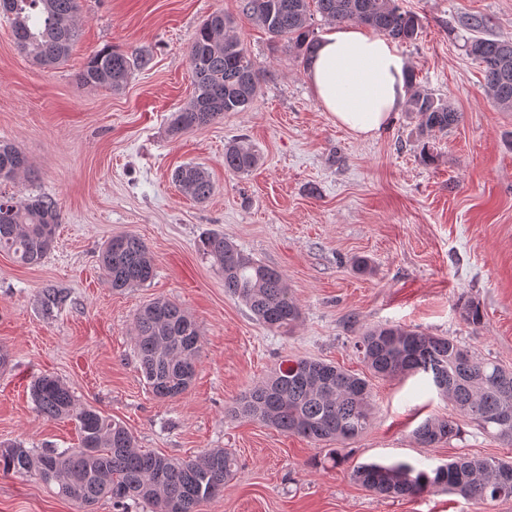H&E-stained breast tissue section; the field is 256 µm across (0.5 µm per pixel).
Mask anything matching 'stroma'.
<instances>
[{
  "label": "stroma",
  "mask_w": 512,
  "mask_h": 512,
  "mask_svg": "<svg viewBox=\"0 0 512 512\" xmlns=\"http://www.w3.org/2000/svg\"><path fill=\"white\" fill-rule=\"evenodd\" d=\"M399 4L421 21L417 40L399 47L416 86L461 115L425 141L403 109L367 139L337 125L295 53L274 45L240 0H81L80 37L67 62L49 70L19 51L0 15V141L19 146L34 170L5 191L19 202L53 195L61 214L56 246L41 264L23 266L0 252V345L11 356L0 371V444H77L74 421L34 409L29 386L47 374L121 421L140 449L179 460L231 451L237 471L201 512H512V500L477 504L444 491L384 499L351 480L352 466L366 462L433 468L464 454L512 460V445L466 421L450 442L419 444L412 436L419 423L455 414L426 375L372 379L370 425L337 466L321 446L225 414L287 359L364 372L354 349L362 325L415 327L512 367V110L486 96L465 50L475 17L486 19L488 34L512 39V0ZM216 12L234 19L271 76L251 108L172 133V113L193 93L189 42ZM105 47L145 50L151 61L121 91L80 86L88 57ZM235 141L260 156L249 173L224 168V148ZM425 145L429 165L420 159ZM185 164L209 173L215 191L206 202L173 182ZM210 231L284 274L302 309L292 331L260 325L225 291L198 248ZM124 233L147 244L155 276L118 291L98 259L104 243ZM359 256L369 273L355 271ZM47 288L64 295L61 306H43ZM158 297L178 303L202 335L195 380L173 400L149 391L131 339L135 313ZM465 301L479 305V325L463 319ZM0 512L78 508L35 479L0 474Z\"/></svg>",
  "instance_id": "stroma-1"
}]
</instances>
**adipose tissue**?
<instances>
[{
	"mask_svg": "<svg viewBox=\"0 0 512 512\" xmlns=\"http://www.w3.org/2000/svg\"><path fill=\"white\" fill-rule=\"evenodd\" d=\"M408 73L389 39L344 25L321 38L307 76L337 124L368 138L387 126L406 98Z\"/></svg>",
	"mask_w": 512,
	"mask_h": 512,
	"instance_id": "ef3b65f1",
	"label": "adipose tissue"
}]
</instances>
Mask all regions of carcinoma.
Returning <instances> with one entry per match:
<instances>
[{
    "label": "carcinoma",
    "mask_w": 512,
    "mask_h": 512,
    "mask_svg": "<svg viewBox=\"0 0 512 512\" xmlns=\"http://www.w3.org/2000/svg\"><path fill=\"white\" fill-rule=\"evenodd\" d=\"M79 0H10L16 43L35 63L56 68L69 56L80 36ZM242 13L263 27L274 43L294 47L308 63L318 44L309 29L312 12L336 24L355 23L397 42L417 39L418 18L403 10L398 0H241ZM234 21L214 14L194 32L188 51L193 96L173 113L171 130L179 133L210 125L226 112H240L256 99L261 69L241 40L229 33ZM467 51L482 67L486 95L501 109H512V41L475 36ZM145 55H128L103 48L93 53L78 74L83 87L121 91L132 70L144 67ZM420 134L446 133L459 121L449 101L425 89L408 100ZM259 156L238 141L224 150V168L238 174L252 171ZM32 174L27 155L11 144H0V184ZM172 180L191 197L203 202L214 184L201 167L186 164ZM61 224L55 197L40 193L24 202L0 192V251L29 266L40 264L53 248ZM199 248L224 277V288L237 297L260 324L270 330L290 331L301 319L295 301L277 269L244 254L219 232L208 233ZM100 268L115 289L140 287L154 276V261L137 236L124 234L108 240L100 254ZM132 341L142 377L159 399L185 394L196 374L202 347L195 321L175 302L157 298L134 317ZM354 347L375 377L397 378L424 373L453 404L457 414L485 434L503 440L500 421L512 418V370L489 359H479L466 347L445 336H431L400 324L361 329ZM38 414L46 419L70 418L78 430V446L36 451L21 443L0 450V472L35 478L56 487V494L79 508L102 499L116 512L129 503L151 512H200L203 503L224 491L233 478L237 459L222 448L205 451L196 459L177 460L137 449L132 433L99 409L80 404L69 388L51 375L36 378L30 388ZM372 392L366 377L332 363L301 358L278 368L239 398L227 411L238 419L257 420L289 435L328 445L329 459L343 461L333 444L347 445L370 425ZM459 433L453 419L429 418L414 430L423 446L447 443ZM351 478L384 498L420 497L435 488L479 503L512 499V461L494 457L458 456L426 470L405 462L362 463Z\"/></svg>",
    "instance_id": "1"
}]
</instances>
